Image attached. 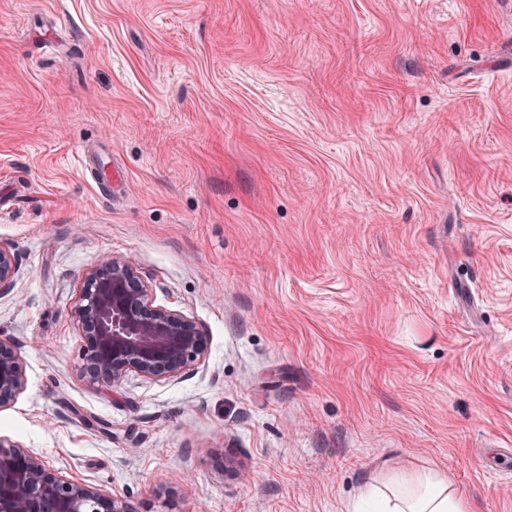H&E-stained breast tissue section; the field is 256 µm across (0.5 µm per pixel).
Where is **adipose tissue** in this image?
Returning a JSON list of instances; mask_svg holds the SVG:
<instances>
[{
	"label": "adipose tissue",
	"instance_id": "obj_1",
	"mask_svg": "<svg viewBox=\"0 0 512 512\" xmlns=\"http://www.w3.org/2000/svg\"><path fill=\"white\" fill-rule=\"evenodd\" d=\"M362 512H476L474 504L448 485L437 471H393L380 483L368 485L361 497Z\"/></svg>",
	"mask_w": 512,
	"mask_h": 512
}]
</instances>
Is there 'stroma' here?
Instances as JSON below:
<instances>
[{
  "label": "stroma",
  "instance_id": "35a3bbf8",
  "mask_svg": "<svg viewBox=\"0 0 512 512\" xmlns=\"http://www.w3.org/2000/svg\"><path fill=\"white\" fill-rule=\"evenodd\" d=\"M507 44L512 0H0V437L135 512H350L425 466L512 512ZM109 255L205 330L185 373L85 375ZM81 167L86 173L91 172L95 190L100 199L114 201L118 195L122 194L126 173L115 160H112V169L108 172H101L95 166L92 153L88 150L83 153ZM19 269L16 258L10 249L0 246V296L11 291V286ZM25 386L20 358L12 343L0 338V408L13 403Z\"/></svg>",
  "mask_w": 512,
  "mask_h": 512
}]
</instances>
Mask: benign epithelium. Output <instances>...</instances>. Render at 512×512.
<instances>
[{
  "mask_svg": "<svg viewBox=\"0 0 512 512\" xmlns=\"http://www.w3.org/2000/svg\"><path fill=\"white\" fill-rule=\"evenodd\" d=\"M18 264L0 246V296L11 291ZM70 315L82 332L86 372L96 382L121 385L129 376L174 377L205 352L207 336L184 314L155 304L150 288L123 258L110 256L85 275ZM25 386L20 358L0 338V408ZM0 512H135L120 498L59 476L23 446L0 437Z\"/></svg>",
  "mask_w": 512,
  "mask_h": 512,
  "instance_id": "benign-epithelium-1",
  "label": "benign epithelium"
}]
</instances>
